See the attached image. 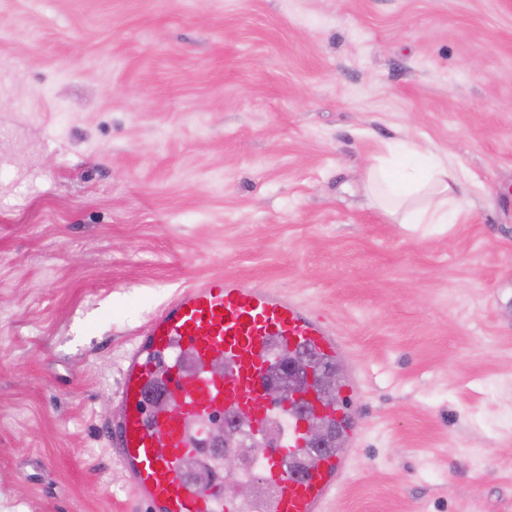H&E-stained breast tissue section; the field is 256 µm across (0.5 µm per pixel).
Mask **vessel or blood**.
<instances>
[{
    "mask_svg": "<svg viewBox=\"0 0 512 512\" xmlns=\"http://www.w3.org/2000/svg\"><path fill=\"white\" fill-rule=\"evenodd\" d=\"M308 349L336 357L338 340L323 316L271 289L224 276L182 287L140 330L121 363L107 441L136 498L148 512H238L225 500L224 472L202 486L183 471L215 415L256 410L252 430L287 416L288 434L264 455L260 479L275 495L269 512H324L347 464L328 453L305 477L291 458L304 455L300 421L281 403L261 404L264 377L283 354Z\"/></svg>",
    "mask_w": 512,
    "mask_h": 512,
    "instance_id": "1",
    "label": "vessel or blood"
}]
</instances>
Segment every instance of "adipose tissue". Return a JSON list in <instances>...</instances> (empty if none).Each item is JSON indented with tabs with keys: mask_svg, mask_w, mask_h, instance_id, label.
Masks as SVG:
<instances>
[{
	"mask_svg": "<svg viewBox=\"0 0 512 512\" xmlns=\"http://www.w3.org/2000/svg\"><path fill=\"white\" fill-rule=\"evenodd\" d=\"M408 152L412 163L397 170L380 165L366 170L373 205L399 224L453 223L462 197L458 171L418 143H410Z\"/></svg>",
	"mask_w": 512,
	"mask_h": 512,
	"instance_id": "obj_1",
	"label": "adipose tissue"
}]
</instances>
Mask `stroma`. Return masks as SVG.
<instances>
[{
    "label": "stroma",
    "mask_w": 512,
    "mask_h": 512,
    "mask_svg": "<svg viewBox=\"0 0 512 512\" xmlns=\"http://www.w3.org/2000/svg\"><path fill=\"white\" fill-rule=\"evenodd\" d=\"M409 139L456 223L371 205ZM217 275L339 339L328 512H512V0H0V512H145L122 358Z\"/></svg>",
    "instance_id": "stroma-1"
}]
</instances>
